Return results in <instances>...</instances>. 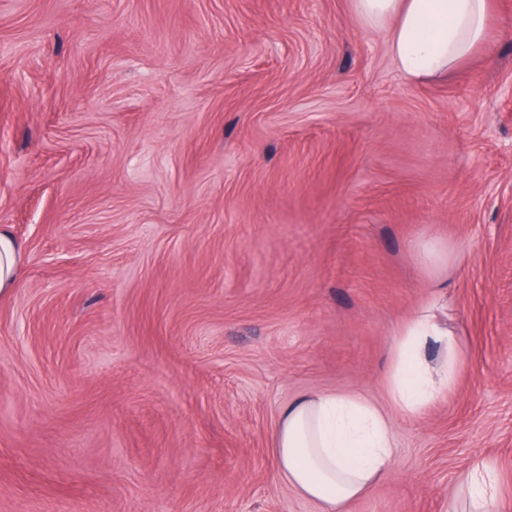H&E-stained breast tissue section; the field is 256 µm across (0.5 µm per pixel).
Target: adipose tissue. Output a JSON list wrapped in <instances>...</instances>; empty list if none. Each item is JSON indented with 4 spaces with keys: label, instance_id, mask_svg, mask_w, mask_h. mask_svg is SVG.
Instances as JSON below:
<instances>
[{
    "label": "adipose tissue",
    "instance_id": "1",
    "mask_svg": "<svg viewBox=\"0 0 512 512\" xmlns=\"http://www.w3.org/2000/svg\"><path fill=\"white\" fill-rule=\"evenodd\" d=\"M368 26L388 30L398 70L420 81L467 60L485 36L490 0H353ZM433 290L429 302L398 330L386 373L388 406L357 394L304 393L276 421L274 457L280 474L320 512H347L392 471L396 442L391 409L414 418L452 389L461 347L443 320V272L455 258L446 240L431 236L415 252ZM464 497L469 512H495L492 466L474 462Z\"/></svg>",
    "mask_w": 512,
    "mask_h": 512
}]
</instances>
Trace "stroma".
Segmentation results:
<instances>
[{
    "instance_id": "obj_1",
    "label": "stroma",
    "mask_w": 512,
    "mask_h": 512,
    "mask_svg": "<svg viewBox=\"0 0 512 512\" xmlns=\"http://www.w3.org/2000/svg\"><path fill=\"white\" fill-rule=\"evenodd\" d=\"M511 85L512 0L419 83L353 0H0V512H319L278 411L387 404L430 236L455 384L348 512H512ZM22 246L7 229L0 228V294L15 288L22 274ZM464 498L469 504V511L494 512L496 507V486L492 466L485 460L474 462L466 485Z\"/></svg>"
}]
</instances>
